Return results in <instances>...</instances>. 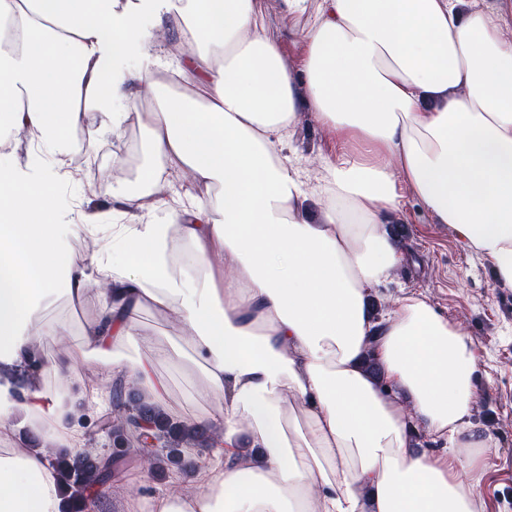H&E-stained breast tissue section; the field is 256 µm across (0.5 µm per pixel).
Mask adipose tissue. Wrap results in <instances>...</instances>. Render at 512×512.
I'll use <instances>...</instances> for the list:
<instances>
[{
  "instance_id": "obj_1",
  "label": "adipose tissue",
  "mask_w": 512,
  "mask_h": 512,
  "mask_svg": "<svg viewBox=\"0 0 512 512\" xmlns=\"http://www.w3.org/2000/svg\"><path fill=\"white\" fill-rule=\"evenodd\" d=\"M308 3L283 0L293 16ZM461 3L320 0L296 78L263 0H0V145L38 157L0 162V512H60L49 457L83 439L70 403L16 381L38 364L71 382L80 357L159 403L166 359L219 398L200 492L127 512H476L493 438L469 419L471 341L417 296L371 306L402 261L385 228L401 182L512 289V0ZM155 27L194 51L155 56ZM144 90L137 191L116 223H72L71 131H118ZM302 105L352 145L326 161L314 214L283 153ZM175 170L207 196L144 209ZM59 296L95 314L47 358L40 338L72 332L45 321ZM148 307L191 343L141 334ZM23 422L47 443L12 447Z\"/></svg>"
}]
</instances>
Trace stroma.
Returning <instances> with one entry per match:
<instances>
[{"label": "stroma", "instance_id": "35a3bbf8", "mask_svg": "<svg viewBox=\"0 0 512 512\" xmlns=\"http://www.w3.org/2000/svg\"><path fill=\"white\" fill-rule=\"evenodd\" d=\"M265 21L284 67L298 74L306 51L296 35L303 18L286 15L281 0H265ZM340 147L333 131L303 112L289 132L286 152L299 161L304 177L316 184L324 175L326 159ZM93 160L102 188L134 184L142 162L141 127L129 123ZM390 223L409 228L408 236L399 241L408 260L378 288L374 303L385 311L399 295L412 293L467 334L476 357L471 419L496 440L484 457L477 512H512V290L496 287L491 265L471 253L448 225L433 223L413 197H406L404 209ZM156 371L169 387L166 412L174 420L191 423L214 407L215 397L194 375L162 362ZM122 476V489L107 487L100 493L108 512H124L126 500L140 497L145 489L152 493L197 489L193 475L175 481L170 475L151 473L141 455L131 460Z\"/></svg>", "mask_w": 512, "mask_h": 512}]
</instances>
